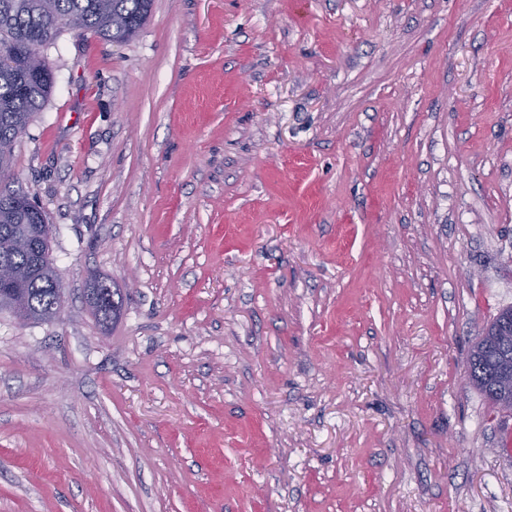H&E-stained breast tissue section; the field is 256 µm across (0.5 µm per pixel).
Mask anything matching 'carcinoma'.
I'll return each instance as SVG.
<instances>
[{"instance_id":"carcinoma-1","label":"carcinoma","mask_w":512,"mask_h":512,"mask_svg":"<svg viewBox=\"0 0 512 512\" xmlns=\"http://www.w3.org/2000/svg\"><path fill=\"white\" fill-rule=\"evenodd\" d=\"M153 0H0V179L12 165L13 145L37 116L54 86V73L44 49L56 45L64 28L90 32L115 43L134 38L147 20ZM30 55L41 56L39 68L26 66ZM45 223L43 211L34 208L22 189L0 188V263L10 262L31 268L17 296H7L0 310L23 322L47 321L56 316L63 302V287L51 256L37 260L11 248L17 238L35 239ZM97 302L92 312L105 322L115 309L112 288L97 282ZM512 317V306L499 311L472 347L467 365L471 383L488 403L500 407L495 389L507 351L501 344L505 316Z\"/></svg>"}]
</instances>
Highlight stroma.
Segmentation results:
<instances>
[{"label": "stroma", "instance_id": "35a3bbf8", "mask_svg": "<svg viewBox=\"0 0 512 512\" xmlns=\"http://www.w3.org/2000/svg\"><path fill=\"white\" fill-rule=\"evenodd\" d=\"M47 57L8 180L64 306L0 312V512H512L465 377L512 306V0H153ZM95 282H97V285L91 286V288L98 290V296L96 304L91 306V308L94 316L98 320L105 322L112 316V312L115 309V302L112 300V288L105 281L97 280Z\"/></svg>", "mask_w": 512, "mask_h": 512}]
</instances>
